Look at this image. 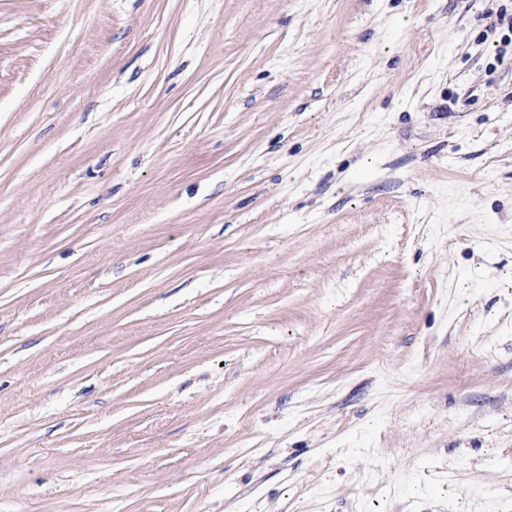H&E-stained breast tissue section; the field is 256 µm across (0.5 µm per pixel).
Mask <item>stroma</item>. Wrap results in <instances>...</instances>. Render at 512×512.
I'll return each mask as SVG.
<instances>
[{
    "label": "stroma",
    "mask_w": 512,
    "mask_h": 512,
    "mask_svg": "<svg viewBox=\"0 0 512 512\" xmlns=\"http://www.w3.org/2000/svg\"><path fill=\"white\" fill-rule=\"evenodd\" d=\"M512 0H0V512H512Z\"/></svg>",
    "instance_id": "obj_1"
}]
</instances>
